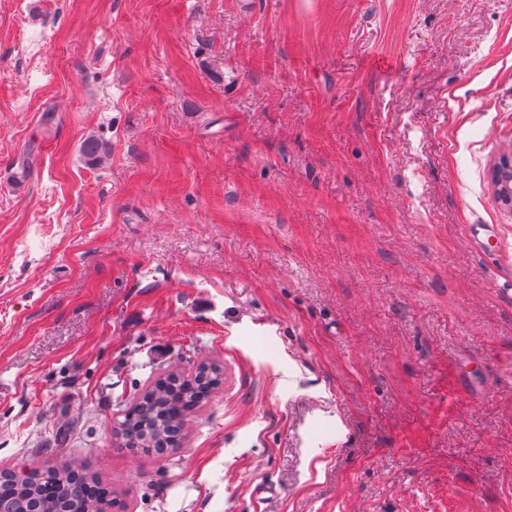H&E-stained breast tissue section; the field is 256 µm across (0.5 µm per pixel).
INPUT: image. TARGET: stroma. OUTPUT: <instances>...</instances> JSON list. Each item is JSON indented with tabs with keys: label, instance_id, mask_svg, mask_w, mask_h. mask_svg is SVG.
I'll return each instance as SVG.
<instances>
[{
	"label": "stroma",
	"instance_id": "obj_1",
	"mask_svg": "<svg viewBox=\"0 0 512 512\" xmlns=\"http://www.w3.org/2000/svg\"><path fill=\"white\" fill-rule=\"evenodd\" d=\"M511 149L512 0H0V466L134 512H512ZM204 361L181 451L120 447ZM512 175V152L500 154L490 167L489 177L491 184L499 196V188L504 186L500 192L503 200L511 206L512 201L509 195V184H511ZM223 385L224 368L216 363L202 362L194 371L177 368L159 376L138 393L119 422L121 447L154 448L160 456L181 448L189 417Z\"/></svg>",
	"mask_w": 512,
	"mask_h": 512
}]
</instances>
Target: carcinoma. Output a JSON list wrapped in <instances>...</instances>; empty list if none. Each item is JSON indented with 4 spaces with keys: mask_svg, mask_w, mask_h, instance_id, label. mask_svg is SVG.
I'll use <instances>...</instances> for the list:
<instances>
[{
    "mask_svg": "<svg viewBox=\"0 0 512 512\" xmlns=\"http://www.w3.org/2000/svg\"><path fill=\"white\" fill-rule=\"evenodd\" d=\"M81 151L91 163L106 158L97 138L84 140ZM224 385V368L202 362L194 369H175L156 378L134 398L119 422L123 448H154L161 453L182 447L177 437L186 422ZM99 474L77 471L68 464L51 468L13 471L0 477V512H107L116 502L122 512L131 503L103 491Z\"/></svg>",
    "mask_w": 512,
    "mask_h": 512,
    "instance_id": "carcinoma-1",
    "label": "carcinoma"
}]
</instances>
